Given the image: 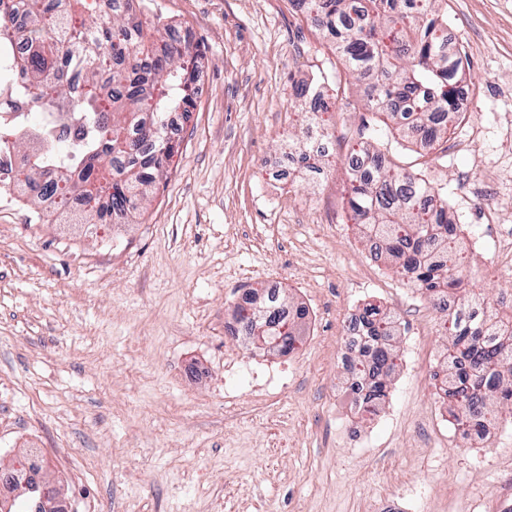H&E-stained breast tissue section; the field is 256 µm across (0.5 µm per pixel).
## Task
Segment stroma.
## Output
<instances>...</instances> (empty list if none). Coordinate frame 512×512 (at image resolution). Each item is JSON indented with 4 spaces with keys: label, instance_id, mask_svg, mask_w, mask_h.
Segmentation results:
<instances>
[{
    "label": "stroma",
    "instance_id": "1",
    "mask_svg": "<svg viewBox=\"0 0 512 512\" xmlns=\"http://www.w3.org/2000/svg\"><path fill=\"white\" fill-rule=\"evenodd\" d=\"M462 53L472 114L420 150L367 112L317 24L288 0H145L154 25L190 29L206 90L178 136L153 201L125 224L38 219L0 193V471L42 449L71 512H371L401 485L418 512H471L477 492L512 489V423L479 456L441 420L431 355L451 344L407 276L372 259L347 208L346 161L359 131L454 200L464 180L484 204L453 208L466 252L512 226V0H441ZM324 82L313 114L296 85ZM324 140L321 172L296 181L291 134ZM490 306L512 295V266L467 268ZM278 280L308 312L288 354L245 347L224 328L241 292ZM375 304L392 344L420 347L396 367L393 420L361 419L339 398L342 338ZM288 365V386L257 364Z\"/></svg>",
    "mask_w": 512,
    "mask_h": 512
}]
</instances>
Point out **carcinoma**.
<instances>
[{
    "label": "carcinoma",
    "mask_w": 512,
    "mask_h": 512,
    "mask_svg": "<svg viewBox=\"0 0 512 512\" xmlns=\"http://www.w3.org/2000/svg\"><path fill=\"white\" fill-rule=\"evenodd\" d=\"M305 0L321 19L345 68L363 87L364 107L394 119L404 107L408 121L398 126L402 137L433 143L458 123L456 104L462 68L460 52L448 48V20L438 14L437 0ZM14 0H0V48L9 45L8 27ZM28 49L12 58L0 75V136L14 137L12 150L0 141V186L13 187L32 203L56 195L63 220L88 225L126 220L156 190L174 150L166 119L194 107V56L176 47L170 29L156 30L150 49L142 45L146 20L141 11L112 10L97 4L76 13L70 0H27ZM81 78L79 111L68 108L72 77ZM36 102L41 114L52 112L57 123L31 124L22 107ZM354 155L362 167L350 172L349 208L368 238L397 272L429 298L457 295L464 302L485 303L464 274L462 258L448 237L452 223L448 197L435 193L423 179L386 159L367 141H357ZM322 151L300 152L301 173L320 172ZM84 208L65 209L71 195ZM288 317L264 304L235 309L246 323L256 348L286 347L293 351L306 310L279 295ZM369 339L371 359L358 360L356 376L365 392L355 411L371 413L387 396L383 377L394 368L390 341L395 320L370 305L356 318ZM452 338L448 363L454 372L445 381V395L455 407L456 426L467 430L494 414L491 401L512 403V345L497 343L496 334L512 336V313H503L486 328L471 316L444 319ZM8 512H42L39 493L16 496Z\"/></svg>",
    "instance_id": "carcinoma-1"
}]
</instances>
